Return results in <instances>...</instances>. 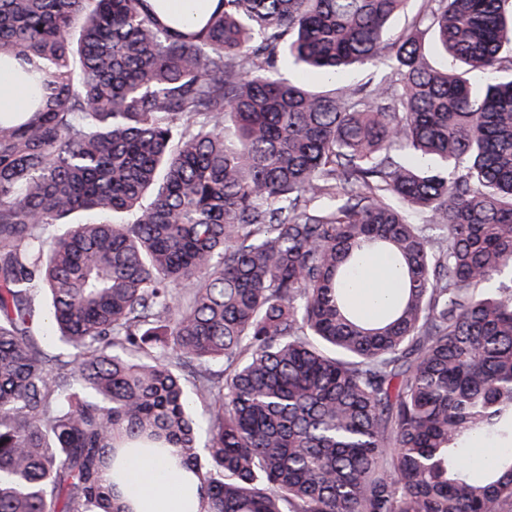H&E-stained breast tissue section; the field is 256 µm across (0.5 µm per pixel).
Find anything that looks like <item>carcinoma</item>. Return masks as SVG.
Wrapping results in <instances>:
<instances>
[{
	"label": "carcinoma",
	"instance_id": "obj_1",
	"mask_svg": "<svg viewBox=\"0 0 512 512\" xmlns=\"http://www.w3.org/2000/svg\"><path fill=\"white\" fill-rule=\"evenodd\" d=\"M407 2L0 0L37 90L0 114V512H129L121 448L201 512H512V448H463L512 440V0L391 39ZM155 2H157V11L165 20L170 15L186 20H197L212 9L217 0H156ZM398 281L392 259L379 256L361 266L356 274L353 303L362 310L379 312V301L387 296Z\"/></svg>",
	"mask_w": 512,
	"mask_h": 512
}]
</instances>
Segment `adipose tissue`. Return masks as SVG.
Segmentation results:
<instances>
[{"label":"adipose tissue","mask_w":512,"mask_h":512,"mask_svg":"<svg viewBox=\"0 0 512 512\" xmlns=\"http://www.w3.org/2000/svg\"><path fill=\"white\" fill-rule=\"evenodd\" d=\"M398 280L392 259L379 256L356 274L353 303L362 310L379 311L380 300ZM118 489L135 512H200L196 478L175 465L172 456H132L125 463Z\"/></svg>","instance_id":"adipose-tissue-1"}]
</instances>
